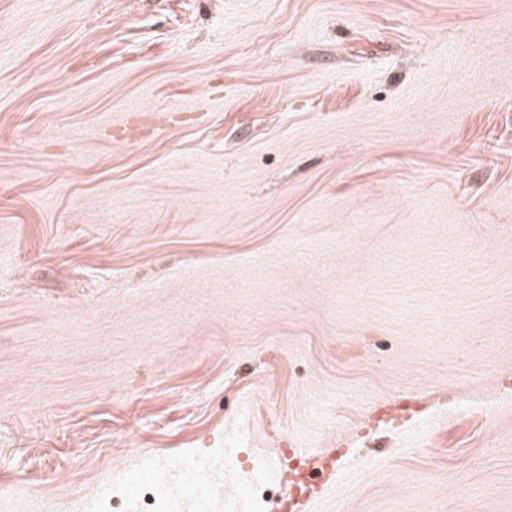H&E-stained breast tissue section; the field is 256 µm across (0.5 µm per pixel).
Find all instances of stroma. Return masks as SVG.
<instances>
[{
  "label": "stroma",
  "instance_id": "35a3bbf8",
  "mask_svg": "<svg viewBox=\"0 0 512 512\" xmlns=\"http://www.w3.org/2000/svg\"><path fill=\"white\" fill-rule=\"evenodd\" d=\"M508 376L512 0H0V512H145L157 455L227 512L230 443L512 512ZM422 412V408L411 407L407 402L401 401L393 408V413H388L386 417H379L376 421H371L363 426L365 433L375 429L380 423L399 425L405 421L418 417Z\"/></svg>",
  "mask_w": 512,
  "mask_h": 512
}]
</instances>
